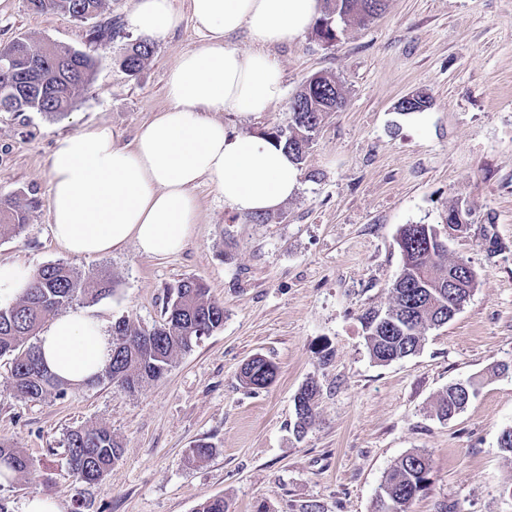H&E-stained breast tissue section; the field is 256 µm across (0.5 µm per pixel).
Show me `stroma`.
Segmentation results:
<instances>
[{
    "mask_svg": "<svg viewBox=\"0 0 512 512\" xmlns=\"http://www.w3.org/2000/svg\"><path fill=\"white\" fill-rule=\"evenodd\" d=\"M135 4L105 0L102 15L120 32L95 45L92 20L0 0V48L25 38L96 59L67 115L0 112V201L17 202L28 216L19 233L0 237V262L36 270L62 261L111 280V295L71 304L107 331L121 317L152 328L168 289L185 279L206 283L224 306V324L135 391L105 382L20 400L11 360L0 358V438L33 463L0 484V497L12 512L37 496L52 498L59 512H195L216 496L228 512H305L310 504L317 512H374L385 472L422 450L430 485L409 512H512V459L498 445L512 426V373L495 371L512 361V0H386L379 17L349 22L333 42L310 30L272 47L285 99L256 117L217 118L229 131L263 134L287 125L290 99L310 76L334 75L346 106L325 114L298 193L255 223L205 181L194 190V234L178 253L148 257L130 244L108 256H74L50 232L55 139L105 124L132 140L167 106L171 66L207 44L188 0H171L180 25L129 75L118 59L138 37L129 23ZM415 93L429 107L398 111ZM457 204L469 209L470 226L450 241L448 256L470 261L476 288L452 321L427 331L416 354L376 363L362 316L390 304L400 229L441 223ZM257 355L278 367L263 389L239 378ZM472 378L479 386L464 410L439 419L448 385ZM310 380L320 389L317 415L298 438L293 398ZM96 424L111 428L122 452L101 480L81 484L63 440ZM200 441L212 455L188 462Z\"/></svg>",
    "mask_w": 512,
    "mask_h": 512,
    "instance_id": "35a3bbf8",
    "label": "stroma"
}]
</instances>
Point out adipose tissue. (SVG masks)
I'll use <instances>...</instances> for the list:
<instances>
[{
	"label": "adipose tissue",
	"mask_w": 512,
	"mask_h": 512,
	"mask_svg": "<svg viewBox=\"0 0 512 512\" xmlns=\"http://www.w3.org/2000/svg\"><path fill=\"white\" fill-rule=\"evenodd\" d=\"M319 0H190L208 44L181 56L168 73V106L129 143L100 125L57 138L48 160L49 217L54 240L68 253L103 256L135 243L146 256L180 251L191 238L194 188L210 181L235 212L268 214L299 190L300 170L282 146L253 134L228 133L217 112L249 116L284 96L268 53L313 23ZM170 0H137L130 23L162 38L180 23ZM247 31L255 48L229 47ZM48 368L80 386L112 355L101 323L81 310L52 320L38 343Z\"/></svg>",
	"instance_id": "adipose-tissue-1"
}]
</instances>
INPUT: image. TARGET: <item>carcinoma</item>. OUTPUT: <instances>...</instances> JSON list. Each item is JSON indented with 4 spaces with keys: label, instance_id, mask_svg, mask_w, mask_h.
I'll use <instances>...</instances> for the list:
<instances>
[{
    "label": "carcinoma",
    "instance_id": "carcinoma-1",
    "mask_svg": "<svg viewBox=\"0 0 512 512\" xmlns=\"http://www.w3.org/2000/svg\"><path fill=\"white\" fill-rule=\"evenodd\" d=\"M386 0H323L315 32L325 42L336 39L337 27L352 18L362 21L378 16ZM36 12L47 9L81 17L87 12L101 14L104 0H28ZM153 53V43L142 38L128 45L120 65L135 75ZM93 56L81 50L63 51L58 65L45 75L47 90L25 102L24 112H43L60 116L73 106L75 91L92 80ZM345 97L336 78L316 74L308 78L291 103L288 126L274 127L263 136L283 145L292 159L303 162L322 121L323 114L337 112ZM429 98L419 94L402 99L401 112H421ZM26 223L25 210L16 203L0 201V237L19 232ZM440 224H407L399 232L397 244L403 264L391 284V302L383 312L364 314L366 343L371 358L380 364L415 354L422 338L432 327L451 320V307H462L477 283L473 267L459 277V286L448 288V272L466 264L462 259H448V246L440 234ZM112 293L108 279L85 278L71 266L51 262L42 266L11 305L0 307V357H12V390L28 401L40 400L54 393L66 394L67 383L57 379L43 364L38 346H25L40 332L45 319L82 297L91 301ZM224 325V306L209 296L206 285L198 280L181 281L166 302L164 317L150 330L141 329L121 318L112 325V356L102 372L101 381H115L129 390L159 380L174 357L192 349L201 337ZM277 367L257 356L242 368L241 380L257 389L273 383ZM318 388L305 385L294 398V432L302 436L316 416ZM464 409V400L456 385L448 386L437 404V416L446 419ZM68 464L75 478L92 483L103 478L121 454V443L105 426H89L70 431L64 438ZM15 474H26L32 461L9 440L0 439V464ZM431 460L422 451L399 459L383 476L376 501H384L393 512H408L411 502L428 488Z\"/></svg>",
    "mask_w": 512,
    "mask_h": 512
}]
</instances>
